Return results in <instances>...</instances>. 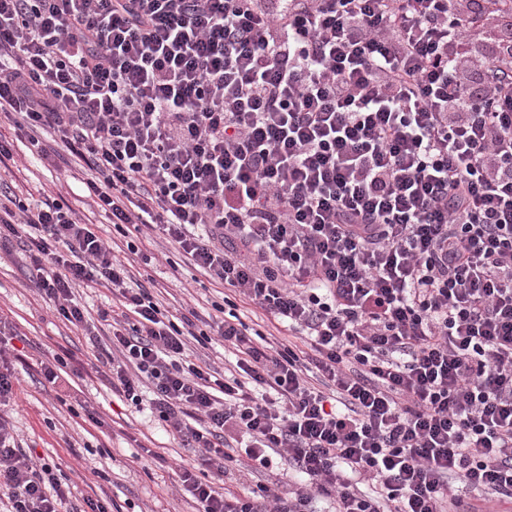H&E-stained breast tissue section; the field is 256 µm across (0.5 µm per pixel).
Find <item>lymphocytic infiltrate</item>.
Here are the masks:
<instances>
[{
	"label": "lymphocytic infiltrate",
	"mask_w": 512,
	"mask_h": 512,
	"mask_svg": "<svg viewBox=\"0 0 512 512\" xmlns=\"http://www.w3.org/2000/svg\"><path fill=\"white\" fill-rule=\"evenodd\" d=\"M512 0H0V116L91 171L121 235L161 233L287 338L215 321L236 373L189 360L196 323L70 207L0 200L41 297L91 331L109 288L112 391L218 471L280 456L303 484L196 512H503L512 506ZM0 336V512H109L26 454Z\"/></svg>",
	"instance_id": "obj_1"
}]
</instances>
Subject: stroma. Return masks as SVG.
<instances>
[{
    "mask_svg": "<svg viewBox=\"0 0 512 512\" xmlns=\"http://www.w3.org/2000/svg\"><path fill=\"white\" fill-rule=\"evenodd\" d=\"M0 136L12 140L14 155L0 165V184L17 186L33 205L50 197L63 200L97 225L105 240H119L113 225L86 205L68 153L44 160L32 155L27 141L16 140L11 127L0 125ZM134 243L133 281L152 289L165 316L191 308L205 315L223 303V286L211 283L163 236H141ZM0 332L25 339L23 357L13 363L18 383L12 421L35 462L56 464L73 503L91 498L118 512H193L178 472L197 463L199 450L181 447L167 423L113 394L106 377L111 326L98 322L100 342L91 346L41 298L18 251L0 260ZM57 355L66 360L62 390L39 375L40 362Z\"/></svg>",
    "mask_w": 512,
    "mask_h": 512,
    "instance_id": "obj_1",
    "label": "stroma"
}]
</instances>
